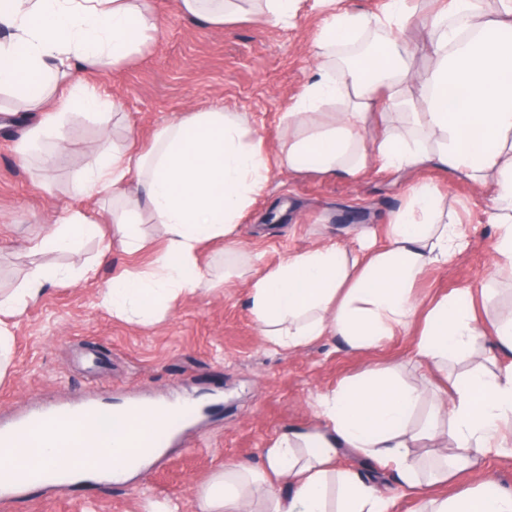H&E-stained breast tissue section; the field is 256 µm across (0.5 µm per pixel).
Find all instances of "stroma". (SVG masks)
Listing matches in <instances>:
<instances>
[{"mask_svg":"<svg viewBox=\"0 0 512 512\" xmlns=\"http://www.w3.org/2000/svg\"><path fill=\"white\" fill-rule=\"evenodd\" d=\"M151 6L160 31L147 48L129 63L84 77L115 102L116 115L104 125L69 108L65 151L57 165L19 158L16 143L36 119L13 111V97L0 93V107L12 111L7 124H0V290L20 287L42 264L76 269L96 259L101 248L96 240L47 255L32 254L27 245L70 208L108 220L109 204L76 181L99 148L143 151L168 122L217 104L238 113L269 156L287 141L283 115L312 80L317 62L311 48L326 9L315 0H297L286 26L256 9L212 25L182 17L177 0H151ZM431 9L430 0H420L405 33L417 72L432 64L426 24ZM417 182L439 195L450 222L466 228L469 246L448 265L430 269L416 294L429 301L471 289L480 321L492 324L512 309V279L493 266L492 191L445 169L397 177L372 163L355 180L273 169L238 229L239 241L258 259L244 258L240 265L261 273L290 253L331 241L354 251L362 230L384 242L391 216ZM140 229L147 238L144 248L129 254L113 247L97 279L49 286L14 318L10 363L0 379V419L104 395L117 403L193 401L203 411L164 456L129 481L37 488L0 503V512H152L158 502L200 512L199 495L225 462L261 464L281 432L310 423L319 395L350 381L367 363L399 366L406 381L426 392L418 418L432 411L434 376L414 360L412 331L384 339L365 354L347 351L335 336L295 350L265 342L246 305L245 283L224 280L220 241L200 251L210 287L185 295L151 326L114 316L100 302L103 288L114 276L151 266L164 247L156 225Z\"/></svg>","mask_w":512,"mask_h":512,"instance_id":"obj_1","label":"stroma"}]
</instances>
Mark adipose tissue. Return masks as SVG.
Listing matches in <instances>:
<instances>
[{
	"label": "adipose tissue",
	"mask_w": 512,
	"mask_h": 512,
	"mask_svg": "<svg viewBox=\"0 0 512 512\" xmlns=\"http://www.w3.org/2000/svg\"><path fill=\"white\" fill-rule=\"evenodd\" d=\"M312 45L313 57L349 44L364 30L386 34L376 56L366 57L342 79L321 71L285 114L291 129L276 162L239 120L213 106L167 124L144 153L101 150L79 182L112 202V238L129 253L144 246L139 229L149 216L165 246L144 270L113 278L101 300L113 314L158 322L181 296L201 286L199 252L220 240L236 252L238 224L254 196L265 188L271 164L292 172L358 178L368 160L393 174H416L437 166L482 186H493L491 221L499 229L498 272L512 274V0H500L497 19L486 17L484 0H447L432 12L430 51L434 65L410 76L402 34L415 14L411 0H387L381 13L367 15L335 7ZM0 92H9L21 111L51 118L19 139L22 156L54 162L63 152L64 131L58 90L70 103L107 120L110 104L79 79L139 54L159 31L150 0H0ZM415 94H406L407 80ZM351 94L350 107L317 119L325 104ZM382 122L375 135L373 112ZM408 117L414 132L397 133L392 122ZM99 225L68 211L53 228L30 240L35 254L73 251L99 237ZM468 246L461 225L445 222L438 196L424 185L412 188L393 214L383 245L358 252L325 243L292 253L277 266L247 278L250 312L269 343L298 348L324 336L342 339L362 353L383 338L422 327L417 362L445 371L448 355L470 349L491 335L494 348L512 353V311L485 330L472 314L469 289L424 306L413 288L424 273L447 264ZM96 264L77 270L35 268L23 287L0 292V354L8 353L10 318L37 301L45 287L96 279ZM424 393L399 375L398 367L365 365L357 379L316 400L314 420L283 431L267 449L263 464L225 463L204 489L202 512H393L396 494H415L419 512H512V489L485 477L453 495H435L421 478L415 449L450 440L453 453L435 481L449 470L477 471L481 459L502 448L512 433V364L472 369L455 383L448 400L437 402L420 423L412 418ZM133 443L121 427L101 438L93 421L43 427L13 448L0 449V481L23 467H65L77 454L94 475L123 482L132 472L123 462ZM350 450L378 460L391 471L396 494L385 495L360 472L340 469L336 459Z\"/></svg>",
	"instance_id": "adipose-tissue-1"
}]
</instances>
